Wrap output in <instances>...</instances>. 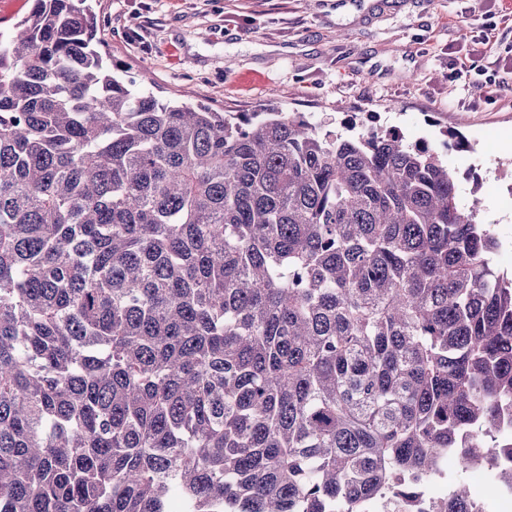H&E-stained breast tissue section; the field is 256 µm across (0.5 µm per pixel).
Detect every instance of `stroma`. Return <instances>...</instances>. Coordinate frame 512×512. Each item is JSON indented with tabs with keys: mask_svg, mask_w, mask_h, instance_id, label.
<instances>
[{
	"mask_svg": "<svg viewBox=\"0 0 512 512\" xmlns=\"http://www.w3.org/2000/svg\"><path fill=\"white\" fill-rule=\"evenodd\" d=\"M114 62L156 94L239 115L391 129L477 172L479 219L512 248V0H96ZM493 39L471 67L456 62ZM464 139L445 146L446 131Z\"/></svg>",
	"mask_w": 512,
	"mask_h": 512,
	"instance_id": "obj_1",
	"label": "stroma"
}]
</instances>
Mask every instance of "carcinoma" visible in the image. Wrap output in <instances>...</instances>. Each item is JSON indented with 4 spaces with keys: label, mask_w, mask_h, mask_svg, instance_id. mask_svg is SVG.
<instances>
[{
    "label": "carcinoma",
    "mask_w": 512,
    "mask_h": 512,
    "mask_svg": "<svg viewBox=\"0 0 512 512\" xmlns=\"http://www.w3.org/2000/svg\"><path fill=\"white\" fill-rule=\"evenodd\" d=\"M88 0L0 41V512H486L512 274L443 154L163 99Z\"/></svg>",
    "instance_id": "carcinoma-1"
}]
</instances>
